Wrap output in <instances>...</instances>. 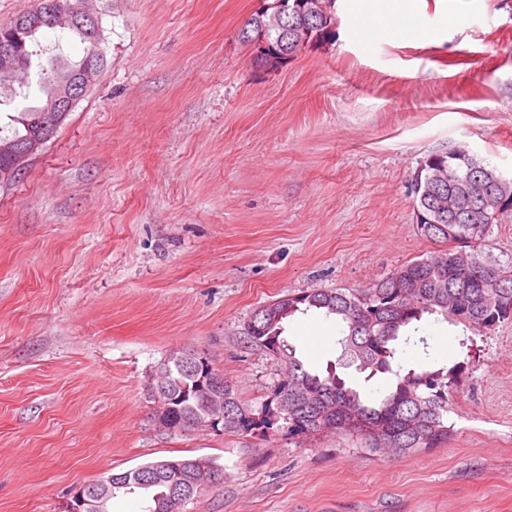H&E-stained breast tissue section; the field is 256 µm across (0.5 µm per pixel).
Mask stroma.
Here are the masks:
<instances>
[{
  "label": "stroma",
  "instance_id": "obj_1",
  "mask_svg": "<svg viewBox=\"0 0 512 512\" xmlns=\"http://www.w3.org/2000/svg\"><path fill=\"white\" fill-rule=\"evenodd\" d=\"M101 79L10 187H0V512H68L107 473L209 458L224 482L188 512H512V321L485 334L428 317L411 366L463 363L447 445L401 457L333 432L169 433L148 394L193 350L245 406L284 365L242 326L287 294L357 292L439 251L414 218L429 154L466 147L512 178V0H419L429 39L336 21L282 68L238 39L263 0H86ZM0 98V127L45 102L46 51ZM312 341H304L303 331ZM341 326L298 315L284 335L312 370Z\"/></svg>",
  "mask_w": 512,
  "mask_h": 512
}]
</instances>
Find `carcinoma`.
<instances>
[{
  "label": "carcinoma",
  "instance_id": "carcinoma-1",
  "mask_svg": "<svg viewBox=\"0 0 512 512\" xmlns=\"http://www.w3.org/2000/svg\"><path fill=\"white\" fill-rule=\"evenodd\" d=\"M332 16H314L307 21L308 41L327 38L326 30ZM37 33L19 34L16 39V61L22 66L31 64L28 44ZM11 134L0 135V144L26 136L40 128L41 107L24 109L13 118ZM494 170L464 149L432 153L421 164V177L413 188L415 209L424 211L427 203L441 206L446 219L441 224H423L415 218L421 234L436 242H453L462 248L476 251L477 264L470 272L459 270L458 248L424 254L395 268L372 287L358 292L341 289L318 290L286 295L259 307L244 323L243 334L255 346L275 358L286 368V376L273 391L275 399L261 404L249 413L259 420L224 417V430L240 435L266 434V430L288 427V433L345 432L358 438L372 451L386 448L398 455H409L448 442V403L464 369L459 363L434 370H417L404 366L397 357V342L409 332H418L426 315H441L453 323L472 325L486 331L495 330L501 323L512 320V262L501 263L484 251L492 224L504 210L512 208V200L502 197L483 198L474 208L455 216L456 201L473 176L483 170ZM318 313L333 317L342 326V365L365 375L369 381L377 375L388 379L384 396L367 401L360 390L342 379L334 369L326 374L313 373L296 357V349L283 337V324L296 314ZM194 358L190 353L171 354L158 367L165 375L157 391L161 407H175L177 419L174 432L204 428L210 415H219L228 406L244 409L233 387L203 391L196 387L192 370ZM288 401L295 409L288 420L274 422L280 415L279 399ZM166 460L146 463L129 470L130 486L112 487V495L142 490L149 495L151 505L146 512L157 508L163 483H138L140 474L164 470Z\"/></svg>",
  "mask_w": 512,
  "mask_h": 512
}]
</instances>
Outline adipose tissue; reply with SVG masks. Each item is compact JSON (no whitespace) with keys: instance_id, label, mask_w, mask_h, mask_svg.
I'll list each match as a JSON object with an SVG mask.
<instances>
[{"instance_id":"obj_1","label":"adipose tissue","mask_w":512,"mask_h":512,"mask_svg":"<svg viewBox=\"0 0 512 512\" xmlns=\"http://www.w3.org/2000/svg\"><path fill=\"white\" fill-rule=\"evenodd\" d=\"M349 3L348 15L363 35L373 38L408 35L418 40L428 37L415 0H349Z\"/></svg>"}]
</instances>
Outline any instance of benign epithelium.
I'll return each mask as SVG.
<instances>
[{"label":"benign epithelium","instance_id":"obj_1","mask_svg":"<svg viewBox=\"0 0 512 512\" xmlns=\"http://www.w3.org/2000/svg\"><path fill=\"white\" fill-rule=\"evenodd\" d=\"M273 11L262 14L259 25L262 30L280 26L284 12L288 11L287 0H274L271 4ZM50 25L54 28H80L88 34L89 46L87 56L82 65L76 69L70 80L64 81L57 88L51 105L48 108L46 125H57L72 110L77 101L102 76L97 59L99 58L98 44L100 40L99 20L89 13L87 9L74 3V0H44L42 9L32 17L12 20L0 25V70L5 72L14 69V51L9 46L18 33L30 32L38 27ZM305 28L301 25L294 27L285 42L282 50L275 49L265 36H260L251 42L254 58L260 67L266 71L280 68L281 61L287 57L286 50L297 52L298 46L304 41ZM48 136L30 134L14 142H6L0 146V151L9 157L6 167L0 169V185H10L29 166L31 159L47 142ZM498 176L488 173L469 183L465 194V202L476 198H483L493 187L500 184ZM191 483L199 488L209 484H220L222 475L216 471L213 463L204 457H195L189 461ZM166 479L171 481L172 487L178 488L176 494L165 501L166 512H183V505L187 501L188 491L182 488L183 475L176 469L174 463H167ZM112 481H107L101 488L81 487L73 496L69 512H106V502L110 495Z\"/></svg>","mask_w":512,"mask_h":512}]
</instances>
